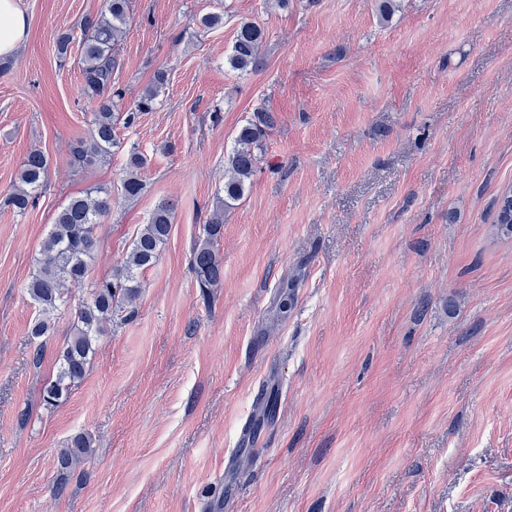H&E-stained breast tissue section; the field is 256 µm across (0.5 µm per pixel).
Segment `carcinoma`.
<instances>
[{
    "label": "carcinoma",
    "mask_w": 512,
    "mask_h": 512,
    "mask_svg": "<svg viewBox=\"0 0 512 512\" xmlns=\"http://www.w3.org/2000/svg\"><path fill=\"white\" fill-rule=\"evenodd\" d=\"M130 17V0H104L100 12L87 15L81 23L82 38L79 68L82 92L95 105L91 136L77 141L72 148V161L77 167L106 161L112 149L118 146L114 128L118 123L130 127L139 114L155 109L159 93L168 80V73L159 69L151 83L126 111L118 109L123 99L115 87L113 75L119 70L118 44L126 32ZM264 29L250 21L239 23L226 63L240 73L261 69L264 56ZM275 116L265 107H259L237 130L234 146L224 161V197L218 199L209 218L203 224L202 236L191 250L190 266L198 287L206 291L220 285L224 270L215 250V243L223 235L224 216L234 209L246 195L251 178L257 171L264 152L266 137L274 127ZM147 159L132 149L125 161V175L121 180V197L134 202L142 195L144 183L141 170ZM48 158L39 151L30 153L22 162L18 181L12 192L3 198V204L23 212L36 205L39 190L48 176ZM495 225L499 234L512 237V184L496 198ZM112 210V191L96 189L70 198L53 217V224L40 244L37 267L27 284V292L38 308L37 316L29 325V334L37 341L33 362L42 358L40 339L50 335L55 311L71 300L68 287L82 284L88 277L90 264L97 251L94 228ZM174 207L163 201L156 205L147 224L143 225L112 275L97 282L89 297L81 300L76 309L77 325L74 332L58 351L57 372L43 387V401L49 407L59 405L70 390L85 378L97 350L98 336L106 324L112 322L116 310H123L135 302L140 293L138 275L160 258L174 222ZM296 280L285 278L277 292L278 316L286 317L295 299ZM92 438L86 433L73 437L70 447L60 449L57 470L62 478L93 453Z\"/></svg>",
    "instance_id": "1"
}]
</instances>
